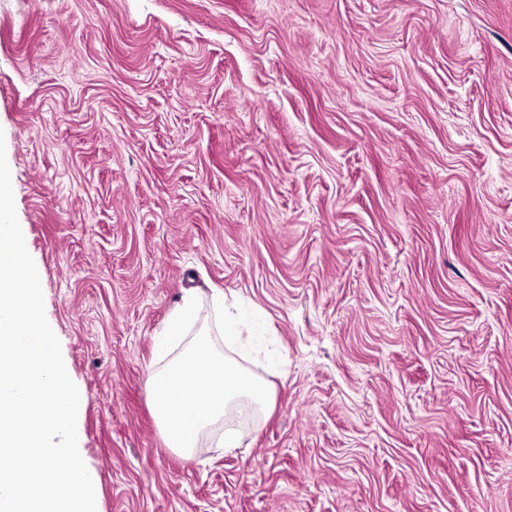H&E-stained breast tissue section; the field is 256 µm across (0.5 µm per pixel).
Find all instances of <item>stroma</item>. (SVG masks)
Instances as JSON below:
<instances>
[{"label": "stroma", "mask_w": 512, "mask_h": 512, "mask_svg": "<svg viewBox=\"0 0 512 512\" xmlns=\"http://www.w3.org/2000/svg\"><path fill=\"white\" fill-rule=\"evenodd\" d=\"M0 131L98 512H512V0H0ZM190 289L282 360L194 458Z\"/></svg>", "instance_id": "35a3bbf8"}]
</instances>
